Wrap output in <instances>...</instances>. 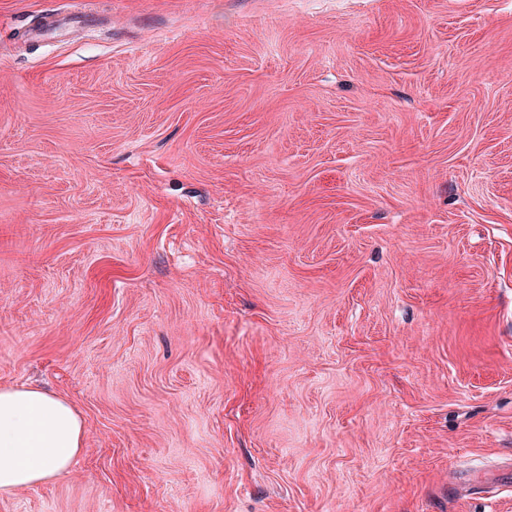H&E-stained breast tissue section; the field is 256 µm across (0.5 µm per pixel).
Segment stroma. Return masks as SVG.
Segmentation results:
<instances>
[{"label":"stroma","mask_w":512,"mask_h":512,"mask_svg":"<svg viewBox=\"0 0 512 512\" xmlns=\"http://www.w3.org/2000/svg\"><path fill=\"white\" fill-rule=\"evenodd\" d=\"M24 383L0 512H512V0H0ZM72 405L31 385L0 387V494H12L67 472L84 446Z\"/></svg>","instance_id":"35a3bbf8"}]
</instances>
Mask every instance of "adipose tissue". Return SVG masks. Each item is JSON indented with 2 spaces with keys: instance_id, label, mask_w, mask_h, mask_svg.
I'll return each mask as SVG.
<instances>
[{
  "instance_id": "adipose-tissue-1",
  "label": "adipose tissue",
  "mask_w": 512,
  "mask_h": 512,
  "mask_svg": "<svg viewBox=\"0 0 512 512\" xmlns=\"http://www.w3.org/2000/svg\"><path fill=\"white\" fill-rule=\"evenodd\" d=\"M84 437L83 421L65 399L31 385L0 387V494L67 472Z\"/></svg>"
}]
</instances>
